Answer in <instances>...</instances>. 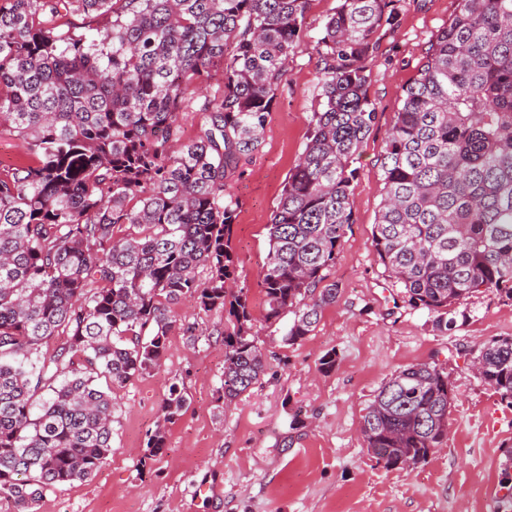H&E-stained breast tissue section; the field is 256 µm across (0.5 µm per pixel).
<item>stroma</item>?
<instances>
[{
    "instance_id": "obj_1",
    "label": "stroma",
    "mask_w": 512,
    "mask_h": 512,
    "mask_svg": "<svg viewBox=\"0 0 512 512\" xmlns=\"http://www.w3.org/2000/svg\"><path fill=\"white\" fill-rule=\"evenodd\" d=\"M339 0H312L306 36L288 61L261 152L232 178L239 200L232 245L238 283L249 289L253 332L266 357L261 380L224 404V313L176 306L196 337L173 331L159 371L113 386L112 452L90 479L48 493L38 512H498L512 495V407L473 370V352L512 336V301L487 291L461 302L467 322L436 331L427 311L401 303L372 246L383 196L384 139L433 35L456 0H403L400 27L381 41L368 88L373 129L351 163L358 174L354 222L328 279L338 297L304 340L281 342L257 285L267 260L270 216L296 160L320 92L315 44ZM335 352L325 372L321 358ZM438 363L454 392L448 435L426 462L391 469L368 452L359 424L396 371ZM188 397L163 418L170 384ZM164 426L163 454L146 455Z\"/></svg>"
}]
</instances>
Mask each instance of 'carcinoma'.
I'll return each instance as SVG.
<instances>
[{"instance_id":"1","label":"carcinoma","mask_w":512,"mask_h":512,"mask_svg":"<svg viewBox=\"0 0 512 512\" xmlns=\"http://www.w3.org/2000/svg\"><path fill=\"white\" fill-rule=\"evenodd\" d=\"M312 0H0V134L30 158L0 172V498L34 512L47 493L92 477L112 452V395L161 367L174 306L224 311V400L257 384L265 359L231 244L229 178L262 134ZM402 0H340L316 53L318 108L267 225L257 285L266 319L293 309L294 345L336 303L322 285L354 223L352 159L376 120L368 95L381 38ZM430 41L384 142V197L372 246L403 302L456 326L460 301H512V0H456ZM69 15L102 26L64 28ZM197 135L176 153L202 83ZM207 280L197 279V270ZM56 336L50 354L41 348ZM512 407V336L474 356ZM188 399L177 384L165 420ZM448 374L409 365L362 416L387 467L424 462L448 434ZM166 448L158 427L148 456Z\"/></svg>"}]
</instances>
